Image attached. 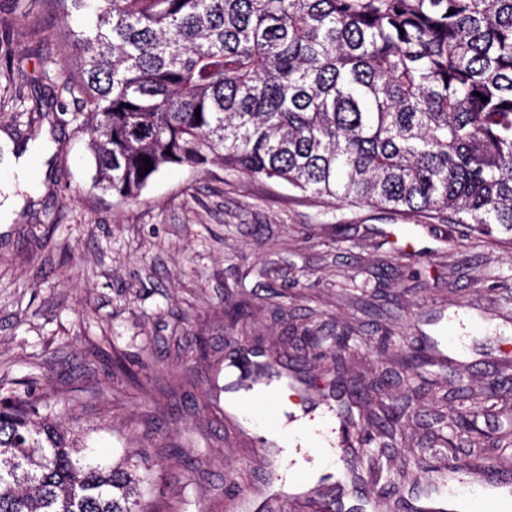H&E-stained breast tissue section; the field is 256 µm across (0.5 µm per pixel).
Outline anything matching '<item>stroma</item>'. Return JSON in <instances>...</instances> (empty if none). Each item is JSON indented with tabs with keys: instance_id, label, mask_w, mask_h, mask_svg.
<instances>
[{
	"instance_id": "stroma-1",
	"label": "stroma",
	"mask_w": 512,
	"mask_h": 512,
	"mask_svg": "<svg viewBox=\"0 0 512 512\" xmlns=\"http://www.w3.org/2000/svg\"><path fill=\"white\" fill-rule=\"evenodd\" d=\"M0 0V148L28 158L27 187L0 213V400L23 390L105 462L153 463L154 512H239L263 500L285 470L263 420L233 415L224 385L230 344L261 342L301 399L334 379L301 350L293 325L331 344L353 328L345 374L401 371L412 343L437 352L427 394L458 383L482 390L512 363V245L472 240L464 225L369 205L340 204L217 163L163 170L121 203L92 187L89 137L68 87L79 54L57 0ZM39 126L27 127L29 113ZM244 301L249 314L225 315ZM407 428L363 483L320 487L315 500L281 497L269 512H350L377 491L404 512L409 486L390 475L422 454ZM454 491L485 466L512 474V453H458Z\"/></svg>"
}]
</instances>
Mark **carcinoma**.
I'll use <instances>...</instances> for the list:
<instances>
[{
  "label": "carcinoma",
  "mask_w": 512,
  "mask_h": 512,
  "mask_svg": "<svg viewBox=\"0 0 512 512\" xmlns=\"http://www.w3.org/2000/svg\"><path fill=\"white\" fill-rule=\"evenodd\" d=\"M58 4L83 18L72 31L81 80L68 91L90 134L94 188L133 201L168 167L219 162L338 202L450 212L512 244V0ZM348 341L336 334L339 369ZM429 361L423 346L406 354L395 386L420 394L413 375ZM391 391L384 377L358 381L336 407L342 432L389 447L410 422ZM370 393L381 404L369 415L375 435L357 419ZM494 395L455 389L472 404ZM47 408L28 390L0 402V512H152L143 478L90 459ZM424 442L445 456L483 453L512 447V433L449 412L444 397ZM393 479L430 499L452 471L432 454Z\"/></svg>",
  "instance_id": "1"
}]
</instances>
